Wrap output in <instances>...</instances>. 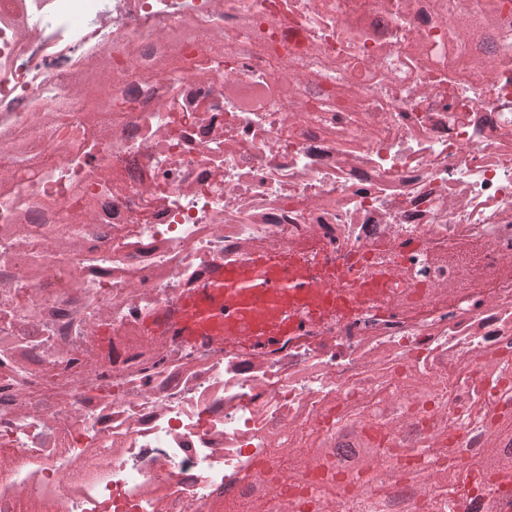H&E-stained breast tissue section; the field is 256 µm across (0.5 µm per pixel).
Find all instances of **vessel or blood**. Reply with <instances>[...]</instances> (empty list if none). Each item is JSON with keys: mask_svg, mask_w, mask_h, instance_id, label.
I'll list each match as a JSON object with an SVG mask.
<instances>
[{"mask_svg": "<svg viewBox=\"0 0 512 512\" xmlns=\"http://www.w3.org/2000/svg\"><path fill=\"white\" fill-rule=\"evenodd\" d=\"M295 303L306 301L320 306L346 305L347 295L329 287H315L311 278L292 267H276L274 261L260 257L225 266L215 280L205 283L181 304L180 322L196 330L202 322H223L224 331L265 342L276 336L274 321L277 305L267 298Z\"/></svg>", "mask_w": 512, "mask_h": 512, "instance_id": "obj_1", "label": "vessel or blood"}]
</instances>
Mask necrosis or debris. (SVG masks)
I'll return each mask as SVG.
<instances>
[{"mask_svg": "<svg viewBox=\"0 0 512 512\" xmlns=\"http://www.w3.org/2000/svg\"><path fill=\"white\" fill-rule=\"evenodd\" d=\"M258 251L377 290L183 335ZM4 500L512 512V0H0Z\"/></svg>", "mask_w": 512, "mask_h": 512, "instance_id": "necrosis-or-debris-1", "label": "necrosis or debris"}]
</instances>
